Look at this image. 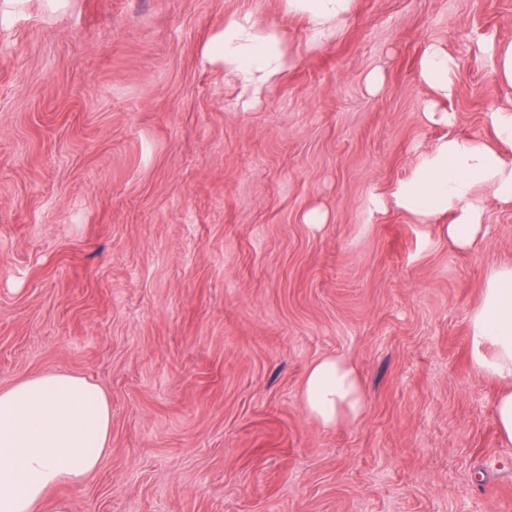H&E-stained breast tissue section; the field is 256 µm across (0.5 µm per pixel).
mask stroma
Listing matches in <instances>:
<instances>
[{
    "instance_id": "stroma-1",
    "label": "stroma",
    "mask_w": 512,
    "mask_h": 512,
    "mask_svg": "<svg viewBox=\"0 0 512 512\" xmlns=\"http://www.w3.org/2000/svg\"><path fill=\"white\" fill-rule=\"evenodd\" d=\"M290 64L258 103L203 55L233 14ZM512 0H353L335 38L281 0H0V388L74 372L112 442L71 512H512L495 382L469 315L512 264V203L484 236L403 208L451 136L494 142ZM455 61L448 98L418 77ZM383 83L369 91L365 78ZM438 105L449 121H429ZM325 211L324 224L304 214ZM357 366L364 410L324 429L308 367Z\"/></svg>"
}]
</instances>
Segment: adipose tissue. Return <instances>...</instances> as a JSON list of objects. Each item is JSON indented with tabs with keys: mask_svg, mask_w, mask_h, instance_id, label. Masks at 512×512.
Instances as JSON below:
<instances>
[{
	"mask_svg": "<svg viewBox=\"0 0 512 512\" xmlns=\"http://www.w3.org/2000/svg\"><path fill=\"white\" fill-rule=\"evenodd\" d=\"M290 16L307 17L311 41L320 45L336 33L352 0H284ZM211 63L223 66L243 95L259 97L288 69L275 26L252 14L226 18L205 44ZM454 60L429 48L420 64L421 80L447 97ZM484 188L512 202V165L497 149L466 136L448 139L399 191L401 204L428 217L448 211L453 246L471 247L480 237L482 212L474 199ZM473 364L485 377L502 382L493 416L502 447H512V265L492 268L481 300L469 316ZM302 400L309 416L325 428L355 422L364 391L354 364L341 355L315 361L307 370ZM112 408L105 390L90 379L66 372L46 373L0 389V512H70L63 499H49L62 483L80 484L96 472L110 449Z\"/></svg>",
	"mask_w": 512,
	"mask_h": 512,
	"instance_id": "ef3b65f1",
	"label": "adipose tissue"
}]
</instances>
